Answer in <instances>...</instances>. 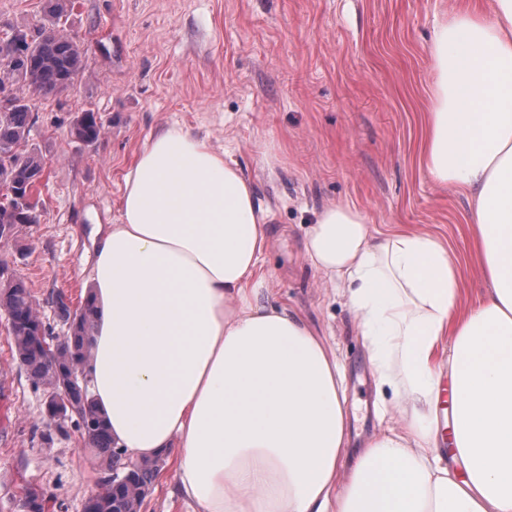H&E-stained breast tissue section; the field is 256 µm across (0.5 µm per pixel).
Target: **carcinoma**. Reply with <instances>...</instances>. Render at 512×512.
Returning a JSON list of instances; mask_svg holds the SVG:
<instances>
[{"instance_id": "cac0c4a2", "label": "carcinoma", "mask_w": 512, "mask_h": 512, "mask_svg": "<svg viewBox=\"0 0 512 512\" xmlns=\"http://www.w3.org/2000/svg\"><path fill=\"white\" fill-rule=\"evenodd\" d=\"M71 9L72 0H47V23L40 26L32 46L20 55L13 48L11 30H6L5 38L0 40V62L12 63L30 74V89L24 90L23 94L33 90L49 98L74 84L82 68L85 50L73 38L54 33V29L60 27L61 18ZM33 125L31 107L24 101L9 111H0V151L25 144L24 150L16 155L10 173L0 182V192L5 197V201H0V240L13 237L18 226L36 224L39 220L32 198L43 177V166L38 149L29 144ZM103 130L98 113L87 110L76 117L69 133L78 142L93 144L100 140ZM53 303L69 323L70 333L63 338L55 336L43 322L24 280L9 268L7 262L0 261V308L9 315L16 357L32 386L45 393L63 388L58 380V366L49 357L54 345L60 341L68 354L69 365L76 373L75 380L63 388L75 412L58 426L57 431H66L70 424L81 432L88 431L87 443L104 472L103 489L87 499L84 512H133L142 506L143 494L153 485L160 459L132 461L123 449L115 447L89 394L82 371L87 357L85 336L92 328L90 304L73 309L61 295L56 296Z\"/></svg>"}]
</instances>
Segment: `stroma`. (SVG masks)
<instances>
[{"mask_svg":"<svg viewBox=\"0 0 512 512\" xmlns=\"http://www.w3.org/2000/svg\"><path fill=\"white\" fill-rule=\"evenodd\" d=\"M457 0H75L60 24L85 49L73 89L35 101L31 131L44 175L40 221L0 244L55 335L68 325L48 298L85 299L92 225L120 214L123 177L147 137L177 124L209 135L255 184L270 230L264 302L299 310L345 369L352 435L363 442L402 415L377 395L359 324L304 259V234L324 207L348 202L371 233L430 232L467 261L460 308L483 282L469 256L468 201L420 161L436 18ZM105 129L72 142L73 118ZM280 161L261 162L259 145ZM44 396L20 367L0 309V512L30 488L48 512H83L104 473L80 431L45 439ZM141 512H191L165 457ZM104 126L97 112L87 110L81 112V115L70 126L69 133L74 140L93 144L100 140L103 135Z\"/></svg>","mask_w":512,"mask_h":512,"instance_id":"obj_1","label":"stroma"}]
</instances>
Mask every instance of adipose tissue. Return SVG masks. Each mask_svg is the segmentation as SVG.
Wrapping results in <instances>:
<instances>
[{
	"instance_id": "adipose-tissue-1",
	"label": "adipose tissue",
	"mask_w": 512,
	"mask_h": 512,
	"mask_svg": "<svg viewBox=\"0 0 512 512\" xmlns=\"http://www.w3.org/2000/svg\"><path fill=\"white\" fill-rule=\"evenodd\" d=\"M429 53L420 159L466 192L476 305L459 310V258L428 232L376 236L337 203L305 233L402 428L353 446L343 367L301 312L259 301L265 219L208 137L152 135L119 222L97 228L90 392L116 447L176 456L194 512H512V0H464L435 21ZM442 358L445 449L432 433Z\"/></svg>"
}]
</instances>
